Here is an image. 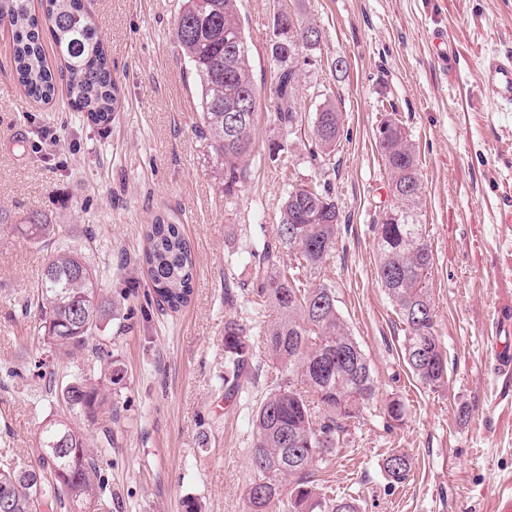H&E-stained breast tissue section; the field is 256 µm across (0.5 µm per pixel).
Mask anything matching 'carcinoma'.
I'll list each match as a JSON object with an SVG mask.
<instances>
[{
	"label": "carcinoma",
	"mask_w": 512,
	"mask_h": 512,
	"mask_svg": "<svg viewBox=\"0 0 512 512\" xmlns=\"http://www.w3.org/2000/svg\"><path fill=\"white\" fill-rule=\"evenodd\" d=\"M238 0H183L173 32L187 58L200 92L201 133L222 158L224 192L228 195L248 176L253 149L254 113H243L241 124L229 131L224 103L248 95L257 101L258 87L245 32L238 16ZM16 28L15 73L27 94L48 100L56 80L65 82L75 107L97 124H108L116 111L117 88L101 36L81 0H46L43 19L31 13L27 0H0V19ZM47 27L64 67L52 73L39 29ZM317 29L296 17V25L280 35L283 45L271 46L276 65L277 121L299 125L296 59L317 42L306 33ZM342 113L328 100L316 113L312 135L313 158L335 151ZM376 145L389 173V185L400 206L408 211L421 203V179L410 138L397 132ZM40 243L64 231L61 224L35 219L19 227ZM339 211L328 183L292 187L282 201L275 237L263 244L251 267L253 288L248 297L252 327L272 364L288 370L257 403L252 418L253 448L249 456L247 512H361L354 497L338 498L318 483L316 472L331 465L336 449L350 436V423L376 397L370 364L350 332L336 304L334 288L310 281L320 273L336 248ZM378 279L404 325L402 357L412 374L432 391L446 387L447 362L433 329L434 308L429 292L433 253L423 225L388 221L374 226ZM289 257L280 263V257ZM156 302L175 312L193 294L194 260L179 225L158 216L147 225L139 257ZM278 317L259 321L266 306ZM117 303L105 297L96 270L82 251L51 253L40 284L27 301L25 314L38 316L43 340L58 355L78 360L92 354L109 382L121 381L112 353L94 343L96 331L109 323ZM246 325L224 323V388L237 394L241 380L262 375ZM61 388L70 411L92 418L105 401L103 382L87 375ZM114 447L112 429L103 430L102 446L93 451L82 430L65 421L42 427L37 466L18 470L0 452V512H43L67 505L78 512H112V492L101 462ZM390 484L404 482L412 459L401 449L384 460Z\"/></svg>",
	"instance_id": "cac0c4a2"
}]
</instances>
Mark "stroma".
Returning a JSON list of instances; mask_svg holds the SVG:
<instances>
[{
  "mask_svg": "<svg viewBox=\"0 0 512 512\" xmlns=\"http://www.w3.org/2000/svg\"><path fill=\"white\" fill-rule=\"evenodd\" d=\"M181 0H86L112 62L119 107L97 125L65 88L29 97L12 76L14 30L0 20V448L35 466V437L68 411L49 385L95 368L47 347L22 309L51 247L83 248L118 320L97 332L122 370L110 405L78 418L90 444L104 426L118 441L104 473L112 512H246L251 419L224 395V323L245 314L224 304V277L250 283L246 249H261L290 185L330 183L341 214L336 249L320 274L366 354L377 397L318 477L363 512H512V381L496 376L484 345L492 319L512 302V110L479 88L480 63L512 51V0H238L259 88L250 175L225 195L221 160L199 132V91L173 40ZM314 19L322 36L304 52L300 127L275 117L269 55L273 15ZM451 43L441 60L433 40ZM348 68L335 70L337 59ZM327 100L343 114L330 161L311 159V127ZM396 111L414 142L423 197L418 223L434 255L429 289L448 385L432 391L401 356L403 325L377 277L374 226L395 207L377 127ZM181 225L192 248L190 304L161 310L131 257L157 216ZM67 224L51 245L20 225ZM398 398L402 422L384 405ZM468 405L467 421L458 418ZM404 449V484L383 460Z\"/></svg>",
  "mask_w": 512,
  "mask_h": 512,
  "instance_id": "stroma-1",
  "label": "stroma"
}]
</instances>
